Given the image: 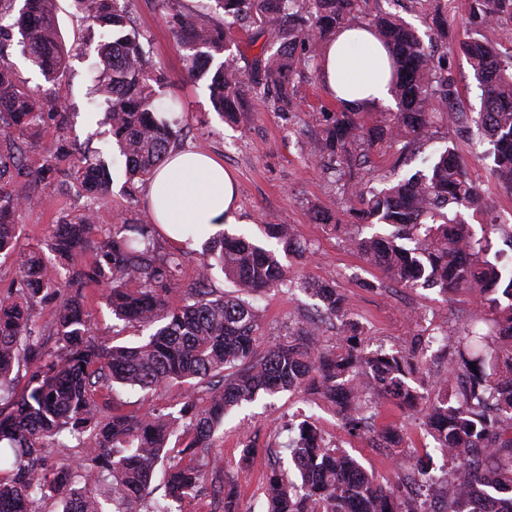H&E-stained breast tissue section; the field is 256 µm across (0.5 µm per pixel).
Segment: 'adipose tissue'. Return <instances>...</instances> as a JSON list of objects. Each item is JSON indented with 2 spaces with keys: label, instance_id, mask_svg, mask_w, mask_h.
<instances>
[{
  "label": "adipose tissue",
  "instance_id": "adipose-tissue-1",
  "mask_svg": "<svg viewBox=\"0 0 512 512\" xmlns=\"http://www.w3.org/2000/svg\"><path fill=\"white\" fill-rule=\"evenodd\" d=\"M321 78L337 107L358 111L392 104L390 58L363 27L337 31L324 49ZM147 206L174 243L186 244L189 225L238 221L235 180L221 160L197 151L172 152L147 191Z\"/></svg>",
  "mask_w": 512,
  "mask_h": 512
}]
</instances>
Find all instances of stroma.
<instances>
[{
  "label": "stroma",
  "mask_w": 512,
  "mask_h": 512,
  "mask_svg": "<svg viewBox=\"0 0 512 512\" xmlns=\"http://www.w3.org/2000/svg\"><path fill=\"white\" fill-rule=\"evenodd\" d=\"M448 10V37L437 43L435 54L442 60L454 81L452 104L461 111L475 112L480 107V94L461 44L474 35L471 0H442ZM61 32L75 51L64 73L68 87L62 106L70 120L64 133L54 129L29 146L26 162L29 168L41 166L53 149L57 138H65L70 146L88 156H108L111 141L100 125L101 108L94 97L99 70L98 45L102 40L97 26L78 13L71 0H57ZM130 24L155 68L164 76L161 94L173 106V118L180 130L178 148H195L223 160L237 179L240 223L225 225L224 230L265 242L263 227L268 223L286 224L295 239L306 248L308 258L292 264L297 275L310 281L332 279L347 299L351 317L359 323L367 337L368 349H409L413 336H436L455 333L463 318L483 315L485 309L474 294L448 296L434 289L401 288L389 283L382 272L367 264L349 244V237H367L374 226L360 223L348 212L349 192L337 182L333 172L315 166L313 150L320 133L321 112L335 110L320 79L304 78L297 84L299 109L277 112L252 93H245V112L239 125H229L214 111L204 81L187 75L184 52L177 45L168 23V10L162 0H127ZM379 12L404 18L421 39H428L431 22L418 0H368L361 22H368ZM453 146L469 178L479 188L488 205V213H466L476 237H489L495 248L503 239L493 231L490 220L504 221L512 217V193L500 185L490 171L488 161L480 157L484 149L476 128L461 121L439 123L430 141L415 155L399 146L384 148L371 154L366 171L373 183L382 178H400L422 169L426 158L435 150ZM147 185L127 182L123 171H115L112 191L98 201L86 198L75 184H51L38 191L39 202L16 215L17 251H41L56 278H64L65 266L56 262L50 249L56 224L75 222L86 209H93L95 222L102 232H117L121 225L140 223L146 211ZM328 211L346 223L345 232L315 223L313 210ZM260 304L265 310L262 347L285 342L289 331L321 320L323 340L335 345L336 323L321 317V303L311 292L275 288L265 292ZM85 305L92 317L93 334L109 344H134L149 335V328L128 324L114 317L104 298V290L89 286ZM422 313L420 321H412V313ZM186 387L173 384L155 392L117 390L100 391L99 402L122 404L124 411L149 409L171 411L182 402ZM310 418L326 440L347 449L381 484L398 483L409 460L432 455L437 477H445L448 468L423 424L422 414L393 403L379 408L378 424H388L401 431L404 450L388 455L369 445L368 438L350 437L331 404L315 400L300 392H281L262 397L236 409L224 422V430L215 439L222 448L224 470L235 481L241 512H266L263 486L267 475L277 467H288L289 426ZM255 452L243 457L244 444Z\"/></svg>",
  "instance_id": "1"
}]
</instances>
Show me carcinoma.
<instances>
[{"instance_id": "cac0c4a2", "label": "carcinoma", "mask_w": 512, "mask_h": 512, "mask_svg": "<svg viewBox=\"0 0 512 512\" xmlns=\"http://www.w3.org/2000/svg\"><path fill=\"white\" fill-rule=\"evenodd\" d=\"M163 2L175 5L169 24L188 51V75L207 79L215 112L232 119L250 85L274 110L296 111L295 79L318 71L322 43L337 29L360 25L362 0ZM73 3L86 20L110 33L98 49L96 93L126 177L148 181L179 136L160 98L164 77L150 67L136 32L126 30L119 0ZM426 5L433 37L447 36V11L439 0ZM472 11L483 28L512 43V0H474ZM372 27L392 58L397 110L320 113L316 164L343 175L356 174L377 145L420 144L448 118L453 79L415 31L390 13L375 16ZM239 30L250 45L262 38L280 43L273 54L260 52L249 75L228 54ZM16 34L25 57L51 85L49 95L16 77L8 54ZM500 41L478 31L461 49L483 89L475 123L492 145L491 171L512 192V51L502 53ZM73 50L60 32L55 0H23L8 25L0 14V115L9 116L15 133L10 155L0 156V182L12 169L28 177L23 189L0 204V254L14 253V214L37 202L36 188L56 180L51 163L25 170L26 149L45 129L66 127L67 115L57 104ZM113 165L85 157L69 177L86 195L102 198L111 191ZM349 193L359 204L355 214L362 223L392 228L350 240L390 283L445 294L477 292L487 305V313L465 320L456 334L436 339L448 351L447 377L438 383L436 397L424 400L409 383L417 351L430 342L409 351H365L363 332L348 317L344 295L327 280L294 278L282 262L283 255L304 258L287 225H265L266 235L282 245L281 255L241 236L209 238L205 266L217 265L236 286L216 295L201 281L181 282V254L157 251L149 224H123L99 239L94 261L63 283L48 275L41 254L14 253L19 280L15 290L0 295V445L11 452L0 466V512H46L49 503L56 504L54 512H174V505L209 487L219 496L221 512H240L234 483L226 478L214 444L225 416L261 396L302 390L336 406L347 433L361 438L370 431L376 408V401L366 399L369 389L407 409L425 406L435 448L451 453L443 485L427 488L429 504L376 482L354 456L304 420L288 443L295 479L271 472L264 489L267 512H512V255L491 251V242L476 239L462 216L464 210L486 209L487 202L450 146L407 178L387 179L379 188L352 183ZM95 232L90 214L74 224L62 222L56 225L53 250L68 260ZM88 284L104 287L117 318L154 332L137 346L95 342L84 306ZM295 285L311 291L324 313L340 323L343 336L336 346H326L312 322L287 343L259 349L260 295ZM63 288L69 295L49 329L57 351L46 360L44 333L35 330L33 313ZM178 290L187 302L172 307L168 296ZM22 364L31 375L15 396L12 374ZM174 382L204 388V405L189 394L176 411L135 414L122 412L115 402L107 410L96 398L101 388L152 391ZM176 434L182 446L170 449ZM68 440L81 455L67 464L51 461L49 449L65 448ZM402 442L393 427L374 432L373 447L389 454ZM165 457L170 462L164 491L156 497L152 481Z\"/></svg>"}]
</instances>
